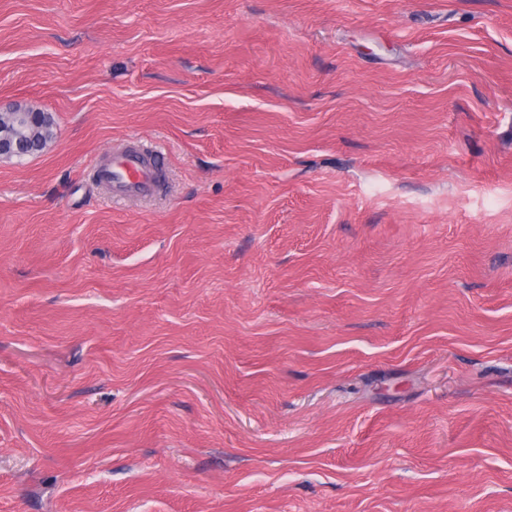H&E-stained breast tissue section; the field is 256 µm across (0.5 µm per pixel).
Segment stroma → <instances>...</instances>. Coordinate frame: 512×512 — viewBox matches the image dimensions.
I'll use <instances>...</instances> for the list:
<instances>
[{
    "instance_id": "1",
    "label": "stroma",
    "mask_w": 512,
    "mask_h": 512,
    "mask_svg": "<svg viewBox=\"0 0 512 512\" xmlns=\"http://www.w3.org/2000/svg\"><path fill=\"white\" fill-rule=\"evenodd\" d=\"M16 106L0 512H512V0H0ZM43 112L15 110L0 113V158L23 156L36 150L35 142L25 134ZM161 157L132 144L91 163L99 180L113 197L143 198L160 193L162 187Z\"/></svg>"
}]
</instances>
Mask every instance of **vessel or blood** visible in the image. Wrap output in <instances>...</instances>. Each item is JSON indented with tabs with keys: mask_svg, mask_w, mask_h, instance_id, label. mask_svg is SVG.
<instances>
[{
	"mask_svg": "<svg viewBox=\"0 0 512 512\" xmlns=\"http://www.w3.org/2000/svg\"><path fill=\"white\" fill-rule=\"evenodd\" d=\"M99 180L113 196L143 198L160 193L162 164L159 156L137 145H129L113 153L111 158H99L92 163Z\"/></svg>",
	"mask_w": 512,
	"mask_h": 512,
	"instance_id": "b4317fda",
	"label": "vessel or blood"
}]
</instances>
